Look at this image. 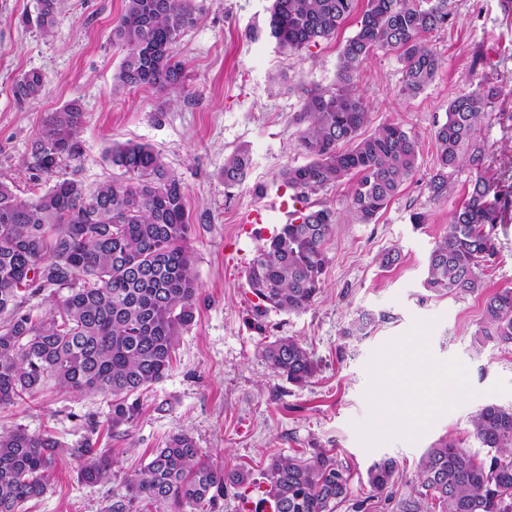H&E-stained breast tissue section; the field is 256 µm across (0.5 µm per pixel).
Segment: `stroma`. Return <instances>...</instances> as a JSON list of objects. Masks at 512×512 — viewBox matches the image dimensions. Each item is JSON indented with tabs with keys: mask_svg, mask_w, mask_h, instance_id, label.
Returning a JSON list of instances; mask_svg holds the SVG:
<instances>
[{
	"mask_svg": "<svg viewBox=\"0 0 512 512\" xmlns=\"http://www.w3.org/2000/svg\"><path fill=\"white\" fill-rule=\"evenodd\" d=\"M269 5L206 0L202 20L173 47L185 79L183 90L170 95L113 84L124 52L112 29L124 0H59L48 30L37 21L39 0H0V183L24 199L47 189L48 180L28 168L30 143L48 113L79 100L86 153L78 168L61 167L60 176L94 186L114 175L106 149L128 141L152 146L186 187L199 286L195 320L179 339L173 368L140 393L142 412L128 432H112L110 397L77 395L52 379L36 401L0 408V429L21 425L61 443L45 495L25 512H105L113 486L181 430L208 458L255 472L278 455L332 449L352 473L353 500L370 493L368 467L394 459V500L373 501L371 512H396L395 500L416 487L428 448L445 439L477 448L472 422L479 409L512 408V347L475 339L483 294L437 296L423 286L428 255L476 176L461 167L448 197L431 199L426 182L436 166L435 127L449 101L484 78L501 89L498 117L481 131L484 174H505L512 191V14L499 0H454L453 24L431 37L442 67L417 95L402 93L395 55L378 52L362 65L356 90L369 108L368 130L400 123L419 143L418 170L373 224L350 216L349 182L309 194L304 205H330L341 216L328 244L325 286L304 312H268L258 332L248 325L254 298L247 270L256 248L303 205L281 180L286 167L307 161L298 145L302 91L334 87L340 52L356 31L348 22L334 37L295 53L270 37ZM29 69L40 70L46 86L19 104L11 84ZM239 149L249 152L251 168L243 184L228 189L224 161ZM258 185L263 195L255 194ZM262 209L270 223H247L250 212ZM415 212L425 213L427 224H412ZM496 248L483 274L491 291L512 287V214L496 229ZM390 249L402 260L382 267ZM366 313L372 323L355 331ZM285 336L298 339L318 365L306 384L274 376L260 354L262 344ZM415 341L425 347L430 378L395 361L396 350ZM452 386L461 397H448ZM393 387L401 390L399 410H418L422 423L407 428L395 421L384 404ZM90 418L96 430H89ZM89 437L112 454L111 481H79L71 451Z\"/></svg>",
	"mask_w": 512,
	"mask_h": 512,
	"instance_id": "stroma-1",
	"label": "stroma"
}]
</instances>
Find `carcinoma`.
Returning <instances> with one entry per match:
<instances>
[{
  "label": "carcinoma",
  "instance_id": "1",
  "mask_svg": "<svg viewBox=\"0 0 512 512\" xmlns=\"http://www.w3.org/2000/svg\"><path fill=\"white\" fill-rule=\"evenodd\" d=\"M204 0H125L113 40L126 54L114 75L120 87L183 89V64L172 46L201 20ZM358 0H272L269 34L301 52L329 39L355 15ZM453 0H366L357 30L340 53L337 84L306 91L299 122L300 146L309 161L286 168L288 187L304 195L352 178L350 212L361 224L376 221L417 171V140L397 122L363 133L368 109L356 92V73L375 51L394 54L402 65V91L427 87L442 58L432 33L453 17ZM45 75L20 73L12 95L24 103L39 96ZM500 89L480 81L448 103L436 126L437 165L426 187L448 197L460 165H483L480 127L493 116ZM85 112L72 100L48 114L30 144V169L52 184L25 200L0 183V407L34 399L55 379L77 394L112 397L110 426L130 427L140 407L136 394L161 381L172 366L179 337L195 319L198 284L189 246L191 217L185 187L151 146L114 145L107 152L117 177L89 187L56 177L62 165L80 162ZM251 163L239 151L224 163V186L241 184ZM512 209V196L478 174L450 214L448 232L428 257L423 287L438 295L482 292V268L497 254L495 229ZM340 216L323 206L304 209L281 225L249 263L248 287L257 300L250 325L274 309L299 313L325 283L327 244ZM50 291L51 308L35 318L28 298ZM480 342L512 345V288L486 295L476 333ZM272 372L303 385L316 372L310 353L293 337L265 345ZM473 433L484 458L443 440L422 457L418 484L396 503L398 512H512V408L482 407ZM60 441L48 432L16 426L0 430V512H22L47 490ZM78 476L95 485L112 478L114 460L90 440L72 449ZM396 466L391 459L367 470L372 497L392 499ZM266 485L275 512H335L351 496V475L326 448L307 456H275L260 478L227 469L202 454L192 434H173L150 461L112 493L105 512H140L139 504L214 508L232 491Z\"/></svg>",
  "mask_w": 512,
  "mask_h": 512
}]
</instances>
